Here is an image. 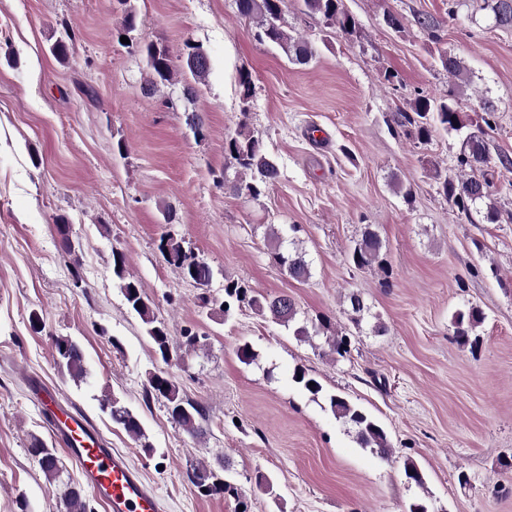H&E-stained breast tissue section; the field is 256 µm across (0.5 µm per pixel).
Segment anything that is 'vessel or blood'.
Wrapping results in <instances>:
<instances>
[{
    "mask_svg": "<svg viewBox=\"0 0 512 512\" xmlns=\"http://www.w3.org/2000/svg\"><path fill=\"white\" fill-rule=\"evenodd\" d=\"M51 407L52 426L78 465L86 482L104 503L106 512H160L155 490L121 452L105 447L86 418L70 411H55L56 396L42 390Z\"/></svg>",
    "mask_w": 512,
    "mask_h": 512,
    "instance_id": "obj_1",
    "label": "vessel or blood"
}]
</instances>
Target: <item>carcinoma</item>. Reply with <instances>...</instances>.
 <instances>
[{
	"label": "carcinoma",
	"mask_w": 512,
	"mask_h": 512,
	"mask_svg": "<svg viewBox=\"0 0 512 512\" xmlns=\"http://www.w3.org/2000/svg\"><path fill=\"white\" fill-rule=\"evenodd\" d=\"M304 8L323 17L329 26L347 29L352 18L346 13L342 0H300ZM288 0H237L240 16L252 21L256 27V38L260 42L269 41L276 44L285 54L288 61L294 64H307L314 56L309 43L301 37L290 36L281 25V16L287 8ZM485 9L489 10L493 25L501 29L512 28V3L507 0H484ZM149 79L146 82L147 93H155L160 87L174 81L177 71L191 75L192 81L186 82L183 88L188 90L184 97L188 100L196 95V85L204 82L209 74L210 64L206 53L199 46H189V51L182 64L175 65L172 56L163 45L149 43L144 48ZM441 67L448 76L459 78L466 74L467 69L462 60L446 52L439 55ZM395 123L403 129L405 135L416 139L421 144L428 143L432 133L443 130L447 133H462L466 128L459 112L446 99H437L427 95H419L411 103V111L396 113ZM462 152L457 156V165L461 168L460 178L444 179L440 182V191L459 212L471 216V210L479 205L486 207L485 218L491 223L499 220V211L491 200L492 182L487 177L486 167L490 164L485 133L477 129L465 135L462 140ZM225 154L231 163L236 165L244 178L233 185L234 192L239 196L255 198L260 195L261 187L266 186L279 176L275 161L264 151L263 145L246 121H241L236 136L230 138L225 145ZM301 230L298 224H290L288 228H277L269 225L270 241L274 244L272 259L288 277L305 282L311 276L309 262L305 252L295 248L288 252L281 251L285 241H294ZM160 249L167 260L181 270L183 276L200 285L207 284L213 277L211 267L194 254L186 251L182 239L174 234H166L161 238ZM382 242L376 232L365 228L361 238L355 243L351 259L355 266L366 267L379 261ZM112 273L119 281V288L128 307L134 311L146 326L147 336L151 339L155 352L164 362L189 351L200 344L199 334L189 330L183 334V341L176 344L169 336L164 324L157 321L152 309V300L143 291L140 284L126 275L125 255L112 250ZM347 307L344 313L354 325L364 319L369 307L363 297L352 291L346 295ZM234 303L247 304L261 313H269L271 319L281 325L288 326L296 322L298 311L287 296L253 295L246 286L235 281L224 284L223 313H229ZM484 320L483 312L477 307L467 311H459L453 317L454 333L461 341L468 340L470 332ZM331 353L345 357L350 353L349 337L333 334L326 337ZM54 348L59 356V364L64 367L70 377L83 381L87 374L84 356L78 343L69 337L53 338ZM293 379L298 381L304 390L317 398L324 395L336 419L350 426L355 432L357 443L363 448H373L385 456L390 443L383 426L373 416L347 398L337 394H323L319 381L309 376L302 368L295 370ZM161 397L167 401L168 411L175 424L187 432L197 429V421L203 417V408L180 394L179 387L169 378L155 374L149 379L146 396ZM102 408L110 410L112 421L121 426L141 447L153 450L147 441L137 414L130 408L120 404L117 398L103 400ZM29 454L37 461L41 471L50 479L60 473V461L56 449L50 448L40 438L32 437ZM192 483L206 494L218 491L231 492L234 487L230 482L215 480V474L206 465L194 468L190 476ZM75 484H63L60 492L63 512H94L89 499L83 490H74Z\"/></svg>",
	"instance_id": "1"
}]
</instances>
